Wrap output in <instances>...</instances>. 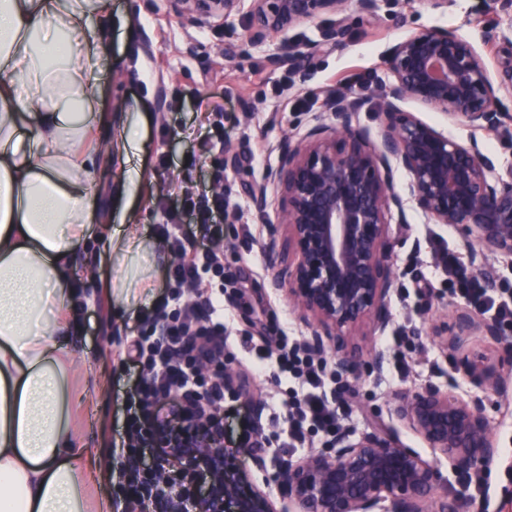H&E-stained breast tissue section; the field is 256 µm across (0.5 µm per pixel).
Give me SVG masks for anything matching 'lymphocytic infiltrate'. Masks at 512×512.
Segmentation results:
<instances>
[{
	"label": "lymphocytic infiltrate",
	"mask_w": 512,
	"mask_h": 512,
	"mask_svg": "<svg viewBox=\"0 0 512 512\" xmlns=\"http://www.w3.org/2000/svg\"><path fill=\"white\" fill-rule=\"evenodd\" d=\"M181 225H173L171 245L180 254L179 263L168 273L167 290L163 302L157 305L148 318L165 323L167 336H157L154 330L137 328L131 337L128 354L135 364L146 367L147 377L142 378L128 393L127 420L129 436L142 432L143 421L139 415L145 401L154 397L171 382L185 391L200 390L206 385L193 368L191 361L177 359L176 353L186 331L190 328L193 313L180 306V292L184 286L195 288L207 315L206 326L216 336L224 334V305L213 295L205 280L206 273L223 275L222 256L211 249L187 248L180 235ZM441 263L448 275L454 295L464 298L482 313L492 314L496 320L512 322V301L497 300L490 288L467 269L462 257L455 250H447ZM277 349L260 345L256 348L259 360L275 359L280 374L298 382L288 404V438L291 443H304L309 433H335L338 410L326 394L327 366L314 360L292 336L278 338Z\"/></svg>",
	"instance_id": "lymphocytic-infiltrate-1"
}]
</instances>
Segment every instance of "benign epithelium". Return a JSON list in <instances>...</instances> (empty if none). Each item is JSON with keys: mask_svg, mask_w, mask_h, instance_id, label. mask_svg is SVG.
<instances>
[{"mask_svg": "<svg viewBox=\"0 0 512 512\" xmlns=\"http://www.w3.org/2000/svg\"><path fill=\"white\" fill-rule=\"evenodd\" d=\"M177 15L199 25L217 23L239 8L240 0H169ZM349 0H251L249 38L265 42L305 21L332 18L321 40L298 49L292 45L274 63L304 75V62L323 48L346 46L344 25ZM495 66L469 37L453 30L419 28L399 41L387 60L391 81L374 103L352 90L324 100L328 121H317L299 136L279 145L273 194L253 192L252 204L265 211L280 208L284 237L269 231V285L294 301L312 323L305 348L316 357L330 356L336 374L357 382L365 371L379 373L385 358L366 354L353 331L363 323L379 332L390 326L388 298L395 287L392 219L405 223L408 205L436 224L457 228L469 247L471 264L490 287L495 285L491 259L512 261V168L499 169L476 137L478 132L512 134V47L495 51ZM414 101L438 111L468 132L452 137L407 112ZM376 109V138L360 124V112ZM409 176L407 193L395 189L394 169ZM444 338L456 370L475 385L501 391L512 379V333L482 318L467 304L455 307L450 320L434 327ZM482 336L499 346L486 364L470 356V337ZM210 344L200 326L184 336L180 353L194 359L198 372L213 381L236 384L255 413L262 402L245 379L224 362V352L199 356ZM400 421L464 474L492 464L498 455L486 417V398L467 397L428 383L394 396ZM179 418L151 431V447L179 465L195 481L203 473L205 491L196 512H276L269 489L245 490L224 454L223 428L210 412L203 390L181 391ZM278 493L296 512H471L459 494L435 493L440 473L434 463L402 444L393 433L374 428L358 437L341 429L328 446L275 465Z\"/></svg>", "mask_w": 512, "mask_h": 512, "instance_id": "benign-epithelium-1", "label": "benign epithelium"}]
</instances>
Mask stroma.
<instances>
[{"mask_svg": "<svg viewBox=\"0 0 512 512\" xmlns=\"http://www.w3.org/2000/svg\"><path fill=\"white\" fill-rule=\"evenodd\" d=\"M249 0L237 13L210 27L175 15L169 0H112L109 17H88L82 33L94 35L108 29L104 54L92 71L99 79L104 109L112 116L111 129L93 130L89 146H97L109 133L132 131L140 140L133 159L116 155L111 174L100 175L96 185L105 212L96 234L78 258L82 268L108 274L114 226L133 222L149 235L160 236L165 224H181L201 244L203 232L188 198L203 195L224 197V236L219 250L224 255L223 277L212 278L215 294L224 301V356L235 373L247 377L262 401L261 416H253L244 399L232 389L224 391V406L215 418L224 427V452L249 484L261 485L271 467L282 458H301L325 448L326 437L316 435L304 447L288 445V421L280 403L288 397L287 384L279 382L274 368L255 370L254 344L263 327L276 321L290 335L305 337L311 330L294 302L268 286L271 269L266 245L270 226L280 224L277 207L257 212L251 196L270 185L278 164L279 144L298 136L323 115L322 101L328 92L355 90L370 93L388 82L386 59L392 46L414 28L454 29L474 43H482L484 28L495 18L493 0H450L445 12L430 8L426 0H377L373 13L349 5L344 14L348 45L344 51L323 50L304 63L303 75L277 67L272 59L288 43L305 45L319 40L328 21L314 19L262 44L248 38ZM222 107L223 119L210 117L209 104ZM224 142V177L215 180L208 140ZM136 167L142 174L130 183L127 172ZM394 240V264L399 280L393 289L387 334L417 327L419 341L405 351L410 366L404 377L392 367L382 373H363L353 396L343 398L346 409L341 425L351 435L376 427L389 429L424 457L433 458L441 474L438 493H465V477L452 472L444 457L432 451L395 413L396 392L415 389L428 381L447 385L456 381L450 353L433 337L434 325L448 319L457 298L438 265L446 249L467 255L468 249L454 228L432 223L415 208H407L406 221L390 227ZM176 262L173 250H165L154 262L151 288L139 297L135 312L115 307L99 283L80 278L77 288L87 302L78 336L70 350L91 358L89 370L75 376V384L88 396L75 407V458L79 464L120 471L119 449L126 440V398L143 367L128 362L124 351L131 331L161 296L168 271ZM387 334L367 336L368 350L387 352ZM459 393L474 391L471 383L456 381ZM491 432L502 453L481 473L488 489L486 500L472 512H512V394H487ZM261 423L266 438V467L253 465L249 453L254 423Z\"/></svg>", "mask_w": 512, "mask_h": 512, "instance_id": "1", "label": "stroma"}]
</instances>
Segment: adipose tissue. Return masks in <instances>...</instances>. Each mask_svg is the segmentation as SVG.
Returning <instances> with one entry per match:
<instances>
[{
	"instance_id": "ef3b65f1",
	"label": "adipose tissue",
	"mask_w": 512,
	"mask_h": 512,
	"mask_svg": "<svg viewBox=\"0 0 512 512\" xmlns=\"http://www.w3.org/2000/svg\"><path fill=\"white\" fill-rule=\"evenodd\" d=\"M111 11L112 0H0V512H112L74 460L70 382L88 362L67 350L99 164L139 150L129 134L83 148L110 121L91 75L108 35L80 31ZM110 243L117 275L106 291L130 311L132 289L151 281L139 259L162 247L134 224Z\"/></svg>"
}]
</instances>
